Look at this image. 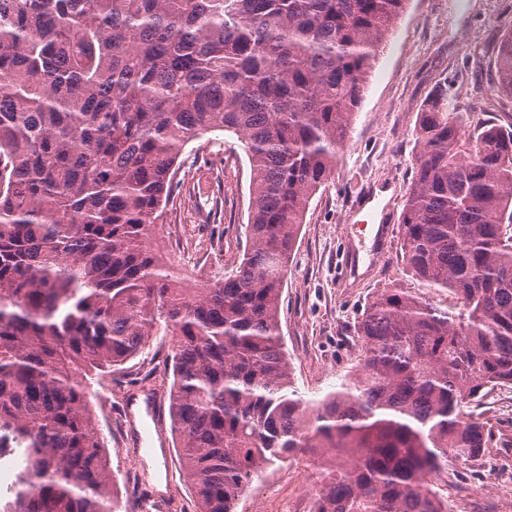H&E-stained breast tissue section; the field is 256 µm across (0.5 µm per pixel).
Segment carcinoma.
I'll return each mask as SVG.
<instances>
[{"label":"carcinoma","mask_w":512,"mask_h":512,"mask_svg":"<svg viewBox=\"0 0 512 512\" xmlns=\"http://www.w3.org/2000/svg\"><path fill=\"white\" fill-rule=\"evenodd\" d=\"M406 0H0V512H118L88 373L172 336L171 428L195 512H236L263 468L352 456L313 512H447L434 477L490 452L470 411L512 384V129L420 112L399 217L406 268L442 308L380 288L356 369L298 396L280 304ZM494 87L512 96V34ZM234 134L251 171L246 246L181 288L152 244L185 148Z\"/></svg>","instance_id":"1"}]
</instances>
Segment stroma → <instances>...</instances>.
Wrapping results in <instances>:
<instances>
[{"label": "stroma", "instance_id": "1", "mask_svg": "<svg viewBox=\"0 0 512 512\" xmlns=\"http://www.w3.org/2000/svg\"><path fill=\"white\" fill-rule=\"evenodd\" d=\"M512 32V0H407L368 76L362 102L340 160L325 190L316 194L288 264L280 321L293 383L303 398L321 399L345 380L358 347L353 326L374 289L428 285L404 268L400 240L368 260L371 227L380 220L397 226L413 175L414 132L419 114L439 83L448 85V112L468 126L512 125V98L492 84L503 35ZM179 184L158 222L156 238L172 273L199 288L220 266L237 262L245 244L250 166L236 137L216 132L190 143L181 157ZM357 275H350L351 260ZM172 339L151 337L143 353L120 370L90 381L91 407L109 449L114 491L122 512H138L145 492L159 495L162 512H194L176 445L160 453L139 451L147 417L128 421L123 408L148 387L166 397L171 379L166 358ZM492 432L493 450L484 461L448 460L436 476L459 512H512V391L482 400L475 409ZM306 469L310 482L323 466L304 460L265 467L239 500L237 512H309L314 493L294 481Z\"/></svg>", "mask_w": 512, "mask_h": 512}]
</instances>
